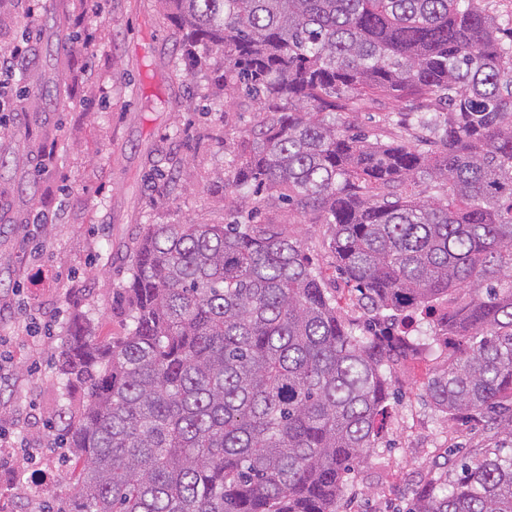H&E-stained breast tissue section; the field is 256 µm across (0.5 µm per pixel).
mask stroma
I'll list each match as a JSON object with an SVG mask.
<instances>
[{"label":"stroma","instance_id":"obj_1","mask_svg":"<svg viewBox=\"0 0 512 512\" xmlns=\"http://www.w3.org/2000/svg\"><path fill=\"white\" fill-rule=\"evenodd\" d=\"M45 19L29 37L22 84L27 99L0 119V512H43L71 493L61 411L78 412L82 392L66 387L58 361L71 319L98 336L130 327L123 285L134 245L151 224L246 220L251 203L227 192L228 162L256 127L251 102L226 105L221 56L192 73L176 69L178 36L157 0H44ZM80 38L56 53L61 30ZM399 104L382 99L336 116L370 139L410 141L390 128ZM176 174L175 184L165 177ZM45 213L48 224L34 223ZM258 223L287 228L325 277L345 320L385 318L351 299L336 270L326 225L295 223L278 202H263ZM414 356L386 368L395 393L373 453L349 475L340 512H408L416 487L460 453L504 447L483 420L438 410L424 391L454 339L432 322L410 336ZM24 472L25 485L14 482Z\"/></svg>","mask_w":512,"mask_h":512}]
</instances>
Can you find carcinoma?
Masks as SVG:
<instances>
[{
  "label": "carcinoma",
  "instance_id": "obj_1",
  "mask_svg": "<svg viewBox=\"0 0 512 512\" xmlns=\"http://www.w3.org/2000/svg\"><path fill=\"white\" fill-rule=\"evenodd\" d=\"M180 59L224 58V87L265 115L230 193L267 192L325 224L360 326L298 242L248 221L151 224L124 292L131 328L75 318L62 374L86 390L63 431L75 495L57 512H338L388 413L383 367L448 301L457 337L424 383L451 415L512 441V30L477 0H159ZM420 100L439 148L371 142L336 113ZM428 181L423 199L398 189ZM412 512H512V453L432 478Z\"/></svg>",
  "mask_w": 512,
  "mask_h": 512
}]
</instances>
